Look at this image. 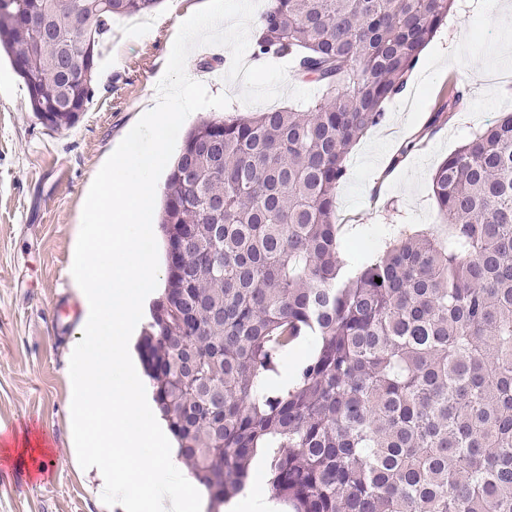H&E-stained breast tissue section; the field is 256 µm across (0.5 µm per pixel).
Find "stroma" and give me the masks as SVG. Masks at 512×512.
<instances>
[{"mask_svg":"<svg viewBox=\"0 0 512 512\" xmlns=\"http://www.w3.org/2000/svg\"><path fill=\"white\" fill-rule=\"evenodd\" d=\"M205 0H163L145 29L107 36L97 92L68 129L30 112L28 92L0 58V447L26 434L44 438L42 472L0 460V512H123L98 500L96 480L78 464L67 377L70 344L84 317L71 268L90 185L156 92L183 18ZM512 7L504 0H458L420 57L407 93L352 149L337 191L336 219L351 241L378 250L394 228L441 231L432 193L435 167L502 111H512ZM231 58L202 46L188 67L208 92L231 99L224 117L248 112L241 81H226ZM460 94L456 109L448 98ZM450 120L435 122L438 112Z\"/></svg>","mask_w":512,"mask_h":512,"instance_id":"obj_1","label":"stroma"}]
</instances>
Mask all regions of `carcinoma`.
Returning <instances> with one entry per match:
<instances>
[{"label": "carcinoma", "instance_id": "cac0c4a2", "mask_svg": "<svg viewBox=\"0 0 512 512\" xmlns=\"http://www.w3.org/2000/svg\"><path fill=\"white\" fill-rule=\"evenodd\" d=\"M455 2L268 0L253 55L294 58L319 95L184 135L159 212L166 287L137 349L216 507L261 452L295 512H512V113L436 167L445 236L402 229L353 272L335 220L350 150ZM160 3L0 0V49L72 127L112 22Z\"/></svg>", "mask_w": 512, "mask_h": 512}]
</instances>
